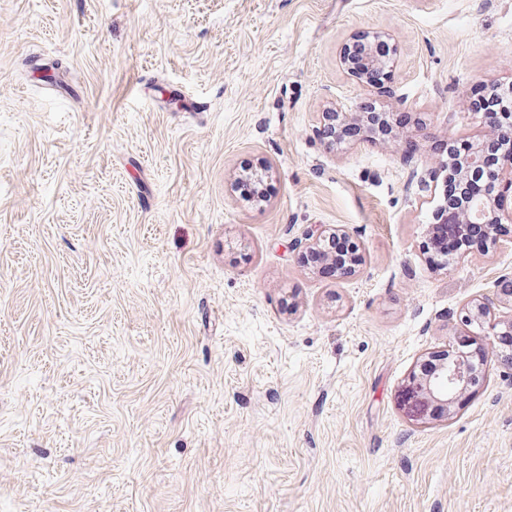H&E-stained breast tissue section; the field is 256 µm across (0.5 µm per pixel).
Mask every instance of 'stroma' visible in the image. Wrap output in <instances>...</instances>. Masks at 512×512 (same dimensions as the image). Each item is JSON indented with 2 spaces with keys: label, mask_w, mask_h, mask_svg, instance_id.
Listing matches in <instances>:
<instances>
[{
  "label": "stroma",
  "mask_w": 512,
  "mask_h": 512,
  "mask_svg": "<svg viewBox=\"0 0 512 512\" xmlns=\"http://www.w3.org/2000/svg\"><path fill=\"white\" fill-rule=\"evenodd\" d=\"M367 33L380 90L339 63ZM511 83L512 0H0V512H512L496 337L453 415L401 401L512 273V231L434 269L408 183ZM367 103L411 121L327 149ZM333 227L359 276L292 250Z\"/></svg>",
  "instance_id": "1"
}]
</instances>
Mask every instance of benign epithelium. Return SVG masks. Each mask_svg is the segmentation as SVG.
Wrapping results in <instances>:
<instances>
[{
  "label": "benign epithelium",
  "instance_id": "benign-epithelium-1",
  "mask_svg": "<svg viewBox=\"0 0 512 512\" xmlns=\"http://www.w3.org/2000/svg\"><path fill=\"white\" fill-rule=\"evenodd\" d=\"M340 63L349 75L359 78L363 67L383 68L387 65V60L372 54L364 60V66L361 67L353 62L345 48L340 54ZM328 114L336 117L341 127H358V139L372 140V125L369 124L366 113H351L338 106L328 111ZM489 163L491 159L480 152V147H474L463 165L458 167V179L462 181L469 175L480 173ZM509 197H512V154L499 158L497 179L491 194L478 201L471 196L465 197L464 221L480 224L487 229V233H493L494 228L503 223L505 201ZM338 237L348 239L350 235L342 229L322 231L316 235L305 234L295 238L292 247L303 257L320 251L333 258L335 254L330 251V241ZM363 263L362 254L354 253L347 265L338 270L337 278L355 276L360 272ZM493 304L494 298L489 295L472 303L462 318L464 325L475 324L483 327L489 336H498L503 331L512 334V314L496 318L491 311ZM480 382V373L474 369L468 356L450 345L448 350L432 356L428 368L411 374L402 390L404 406L419 420L447 418L456 411L462 397L478 389Z\"/></svg>",
  "mask_w": 512,
  "mask_h": 512
}]
</instances>
